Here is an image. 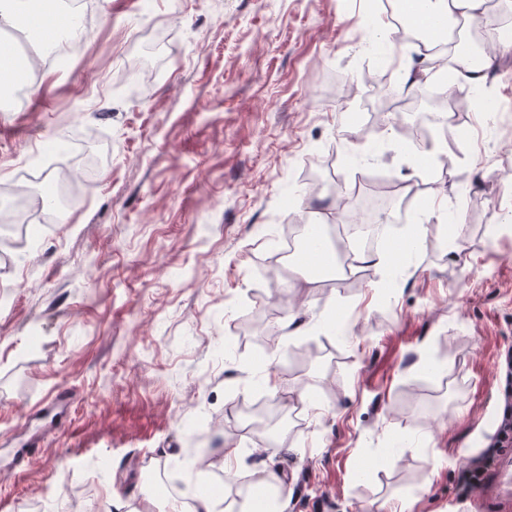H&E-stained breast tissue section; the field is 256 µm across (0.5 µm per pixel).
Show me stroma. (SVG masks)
Masks as SVG:
<instances>
[{"label": "stroma", "mask_w": 512, "mask_h": 512, "mask_svg": "<svg viewBox=\"0 0 512 512\" xmlns=\"http://www.w3.org/2000/svg\"><path fill=\"white\" fill-rule=\"evenodd\" d=\"M369 2L82 0V51L40 52L0 112V193L84 179L0 254V512L236 499L258 467L287 512H468L460 464L496 430L512 349V24L480 93L447 82L466 135L431 131L419 167L389 135L412 116L362 80L416 65ZM153 42L161 76L125 81ZM318 163L329 187L302 191ZM408 182L461 231L404 210ZM376 197L400 221L389 279L278 258L283 225H343ZM268 373L297 410L278 449L243 420Z\"/></svg>", "instance_id": "35a3bbf8"}]
</instances>
